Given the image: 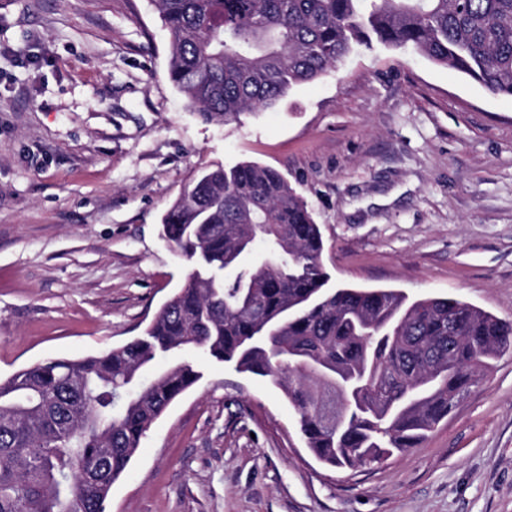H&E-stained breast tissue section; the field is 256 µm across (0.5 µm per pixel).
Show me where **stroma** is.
I'll return each mask as SVG.
<instances>
[{"mask_svg":"<svg viewBox=\"0 0 512 512\" xmlns=\"http://www.w3.org/2000/svg\"><path fill=\"white\" fill-rule=\"evenodd\" d=\"M30 51L19 64L13 51ZM150 0H0V378L142 336L190 271L161 218L217 164L279 169L339 286L512 320V97L380 45L240 122L168 78ZM108 512H512V352L416 448L328 467L269 379L203 353Z\"/></svg>","mask_w":512,"mask_h":512,"instance_id":"35a3bbf8","label":"stroma"}]
</instances>
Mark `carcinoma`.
Instances as JSON below:
<instances>
[{"label": "carcinoma", "mask_w": 512, "mask_h": 512, "mask_svg": "<svg viewBox=\"0 0 512 512\" xmlns=\"http://www.w3.org/2000/svg\"><path fill=\"white\" fill-rule=\"evenodd\" d=\"M152 2L169 80L208 120L274 107L375 43L512 96V0ZM160 235L192 271L144 336L0 380V512H106L152 424L197 382L192 352L270 379L315 457L355 468L419 446L512 350V322L456 297L328 286L320 227L270 166L201 171Z\"/></svg>", "instance_id": "cac0c4a2"}]
</instances>
